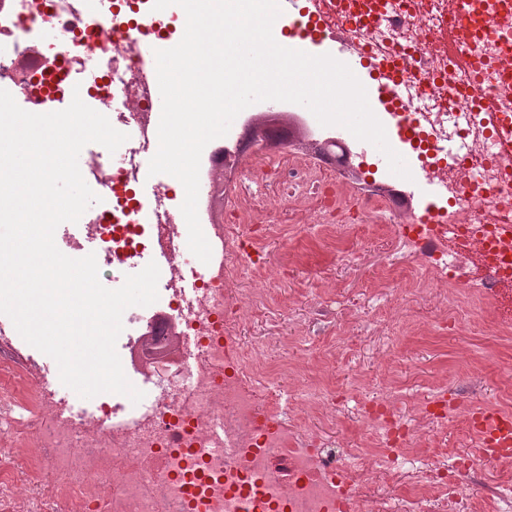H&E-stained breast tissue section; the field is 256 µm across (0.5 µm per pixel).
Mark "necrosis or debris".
Returning <instances> with one entry per match:
<instances>
[{
  "mask_svg": "<svg viewBox=\"0 0 512 512\" xmlns=\"http://www.w3.org/2000/svg\"><path fill=\"white\" fill-rule=\"evenodd\" d=\"M504 0H483L454 53L441 45L457 23L448 0H303L307 19L331 16L347 30L352 59L374 73L401 68L378 107L384 126H410L405 149L430 196L415 209L394 204L391 189L368 190V173L340 143L313 134L315 116L258 112L273 152L249 140L225 149L230 216L210 227L224 263L187 278L162 276L159 311L142 316L120 356L125 370L153 383L148 410L131 420L101 403L99 415L67 413L44 371L19 361L13 338L0 331V512H489L512 502L495 483L482 496L462 490L482 455L468 449L452 465L403 470L448 423V394L436 389L403 413L396 391L384 390L360 412L362 449L352 454L320 432L336 419L334 360L301 370L276 362L283 342L242 338L258 319L280 276L254 243L270 225L331 227L350 217L397 238L435 285L437 308L472 296L488 305L492 324L512 333V149L491 130L489 109L512 111V81L500 67L512 54V27L497 16ZM0 10V83L17 81L21 99L40 112L72 101L69 63L79 59L83 101L128 136L126 163L112 168L99 148L91 171L112 208L87 230L102 244L99 266L138 264L145 253L176 252L182 228L158 209L182 204L171 182L161 208L137 192L141 154L152 143L153 67L133 40H181L186 19L155 11L153 0H112L107 20L73 18L71 0H8ZM52 40H41L42 31ZM247 267L240 287L238 267ZM192 337L193 360L182 357ZM222 428L223 443L213 438Z\"/></svg>",
  "mask_w": 512,
  "mask_h": 512,
  "instance_id": "necrosis-or-debris-1",
  "label": "necrosis or debris"
}]
</instances>
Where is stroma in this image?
Listing matches in <instances>:
<instances>
[{
	"label": "stroma",
	"mask_w": 512,
	"mask_h": 512,
	"mask_svg": "<svg viewBox=\"0 0 512 512\" xmlns=\"http://www.w3.org/2000/svg\"><path fill=\"white\" fill-rule=\"evenodd\" d=\"M267 259L286 267L284 278L265 303L263 321L246 326L245 341L264 334L281 337L288 346L289 363H310L314 339L335 347L336 382L347 393L340 402L335 423L326 425L329 435L350 450L359 441L360 405L374 401L383 389L375 371L380 355L395 360L393 386L401 395L402 409L431 396L437 382H444L454 407L439 447L430 448L429 458L451 459L471 444L461 420L468 409L481 405L502 407L512 413V336L487 330L486 306L473 298L449 304L448 323L440 325L430 283L415 270L396 238H382L366 224H341L326 230L315 224H276L258 242ZM328 306L332 315L310 322L311 303ZM383 316L396 308L400 318L390 334L368 331L353 335L354 318ZM23 352L43 365L58 396L68 400L73 413H94L103 399H84L64 386L56 362L30 345ZM477 370L479 386L467 376Z\"/></svg>",
	"instance_id": "35a3bbf8"
}]
</instances>
